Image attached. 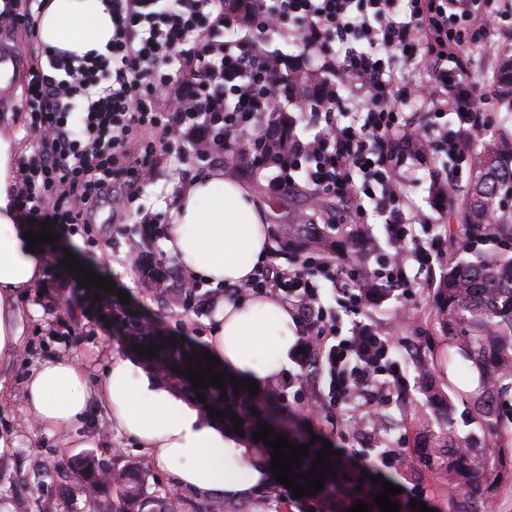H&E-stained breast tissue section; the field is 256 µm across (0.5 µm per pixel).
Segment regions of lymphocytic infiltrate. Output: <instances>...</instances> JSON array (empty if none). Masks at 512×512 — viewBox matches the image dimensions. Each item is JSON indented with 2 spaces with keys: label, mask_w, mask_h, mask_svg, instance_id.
<instances>
[{
  "label": "lymphocytic infiltrate",
  "mask_w": 512,
  "mask_h": 512,
  "mask_svg": "<svg viewBox=\"0 0 512 512\" xmlns=\"http://www.w3.org/2000/svg\"><path fill=\"white\" fill-rule=\"evenodd\" d=\"M511 10L502 0H253L243 17L225 11L224 0H112L106 53L79 58L46 47L29 68L26 130L38 157L18 171L19 218L93 237L89 217L99 203L126 218L138 188L152 179L156 154L167 150L199 167L243 150L253 171H270L273 192L303 174L316 193L348 200L354 214L382 215L391 252L376 268L324 264L322 275L336 290L332 313L304 263L263 267L242 290L287 299L300 328L294 380L324 381L327 411L355 414L377 399L393 400L409 386L408 365L397 358L394 338L372 323L373 297L358 283L406 295L435 286L442 244L429 217L408 207L404 187L414 176L405 160L427 135L453 156L459 136L487 129L461 78L466 46L492 48L495 19ZM241 23L265 31L288 24L310 49L326 40L344 48L329 71L348 98L303 113L316 134L294 140L288 151L268 147L262 120L283 106L276 62L224 38L227 26ZM417 67L429 82L411 77ZM410 103L453 114V127L418 123L404 111ZM412 263L420 280L407 275Z\"/></svg>",
  "instance_id": "lymphocytic-infiltrate-1"
}]
</instances>
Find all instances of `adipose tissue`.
<instances>
[{
    "mask_svg": "<svg viewBox=\"0 0 512 512\" xmlns=\"http://www.w3.org/2000/svg\"><path fill=\"white\" fill-rule=\"evenodd\" d=\"M108 2L43 0L37 17L42 45L78 57L105 52L113 33ZM25 152L10 127L0 124V361L24 353L15 300L41 284L46 270L45 254L30 251L11 201ZM165 207V249L186 277L231 288L253 279L269 255L261 204L223 167L190 181ZM296 327L293 311L274 294L236 297L225 301L208 350L226 373L263 385L277 378ZM98 405L178 487L251 505L271 484L264 456L125 353L113 352L95 383L83 366L68 359L36 362L25 381V411L39 426L71 428Z\"/></svg>",
    "mask_w": 512,
    "mask_h": 512,
    "instance_id": "ef3b65f1",
    "label": "adipose tissue"
}]
</instances>
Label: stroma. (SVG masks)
I'll use <instances>...</instances> for the list:
<instances>
[{
  "label": "stroma",
  "instance_id": "stroma-1",
  "mask_svg": "<svg viewBox=\"0 0 512 512\" xmlns=\"http://www.w3.org/2000/svg\"><path fill=\"white\" fill-rule=\"evenodd\" d=\"M467 55L470 73L483 77L481 110L491 113L494 131L511 134L512 114L499 110L489 79L495 59L486 57L480 47L469 48ZM196 175V170L189 167L176 170L167 154L158 153L152 182L138 192L140 205L154 213L158 232H146L140 224L113 223L112 210L105 205L96 215V240L89 242L76 235L67 248L83 266L108 277L117 289L128 294L131 305L154 321L164 334L186 338L202 347L223 309L222 304L187 311L169 310L159 291L145 284L136 265L128 259L134 251L146 261L161 260L168 270L177 271L176 258L164 249L166 236L162 229L167 225V212L161 201L173 196L177 188ZM450 176L458 186H465L468 169L456 166L441 154L436 163L418 164L417 180L407 188L414 207L443 225L448 217L433 206L431 187L434 180ZM243 180L264 204L267 224L292 223L296 214L308 206L303 194L304 179H297L295 186L278 192L269 191L264 181L251 175H244ZM96 294V289L76 286L71 273L50 270L43 283L19 301L24 313L27 351L24 358L0 365V512H37L40 500L59 498L60 481L38 478V468L46 459L66 468L85 446L94 447L98 457L106 462L111 459L112 449H122L127 463L149 473L152 489L169 490L180 498L183 512H347V502L324 494L313 505L306 499L284 495L277 481L264 491L254 509L177 487L169 473L157 468L134 438L113 428L108 413L99 409L92 410L88 422L77 430L23 426V381L32 361L64 357L95 369L113 349H128L123 333L101 319ZM432 296L429 289L417 290L410 298L397 292L385 302L373 305L369 314L375 324L401 345L423 349L429 338L436 335ZM283 368V375L259 389L258 395L284 431L321 436L335 449L359 450L363 470L411 491L413 498L425 503L430 512H512V457L506 454L512 448V392L498 398L495 419H485L471 398L478 386L476 378L462 377L441 364L434 370V381L448 395L449 402L435 409L428 405L417 383L418 374L413 371L409 374V403H379L378 421L368 424L364 434L350 437L345 433L344 422L326 413L309 415L302 403L281 400V393L288 389L287 373L295 368L292 359H285ZM431 431L452 432L462 447L485 460L490 475L472 496L449 494L447 456L430 454L419 445L421 437ZM382 439L405 444L407 467L392 470L383 465L377 448Z\"/></svg>",
  "mask_w": 512,
  "mask_h": 512
}]
</instances>
